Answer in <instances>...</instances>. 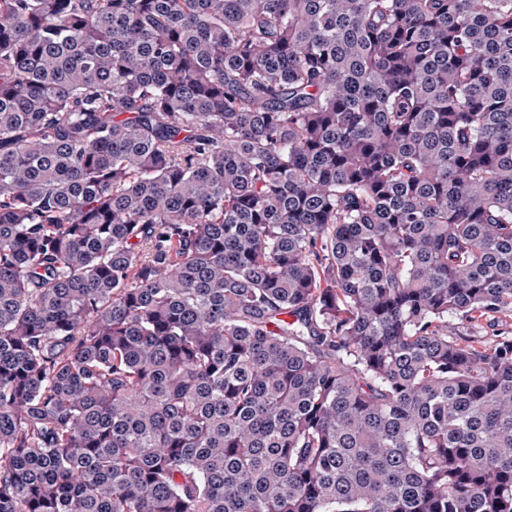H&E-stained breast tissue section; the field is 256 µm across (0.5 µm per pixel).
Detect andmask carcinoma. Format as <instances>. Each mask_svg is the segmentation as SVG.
I'll use <instances>...</instances> for the list:
<instances>
[{"instance_id":"carcinoma-1","label":"carcinoma","mask_w":512,"mask_h":512,"mask_svg":"<svg viewBox=\"0 0 512 512\" xmlns=\"http://www.w3.org/2000/svg\"><path fill=\"white\" fill-rule=\"evenodd\" d=\"M510 317L512 0H0V512H512Z\"/></svg>"}]
</instances>
